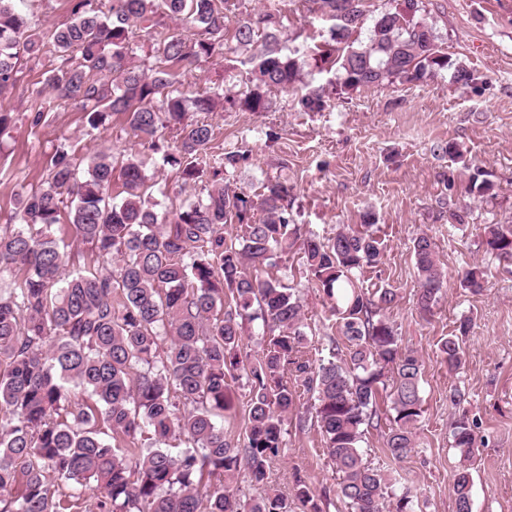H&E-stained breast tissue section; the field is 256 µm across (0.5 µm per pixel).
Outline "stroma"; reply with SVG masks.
<instances>
[{
	"mask_svg": "<svg viewBox=\"0 0 512 512\" xmlns=\"http://www.w3.org/2000/svg\"><path fill=\"white\" fill-rule=\"evenodd\" d=\"M424 3L426 21L452 61L473 70L475 85L456 84L450 72L442 71L417 83L341 94L329 74L309 63L303 81L324 87L323 110L300 111L286 92L274 94L268 112L216 109L206 116L214 127L212 147L195 162L206 172L218 154L247 149L249 159L231 180L232 189L254 194L267 178H279L293 190L299 223L323 238L334 236L340 225L360 223L365 211L375 213L386 252L380 268L365 272V285L400 289L399 301L386 315L404 345L424 362V414L406 458L388 455L379 429L365 438L366 457L411 487L416 512H455L451 490L464 462L473 474L472 512H512V266L480 246L485 225L512 224V0ZM263 7L287 15L289 51L306 54L329 37V21L307 12L301 0H240L235 16L241 19ZM257 51L252 45L213 59L185 77L186 90L192 94L220 85L226 95H235L245 89L249 60ZM54 62L53 47L45 46L19 87L0 98V113L11 116L9 129L0 134V225L9 223L19 194L45 179L60 147L74 151L81 171L101 148L119 156H145L151 197L167 208L183 196L205 194L208 181L182 187L177 169L164 165L160 155L145 153L124 116L111 115L104 127L93 129L77 107L61 104L42 125L32 126V91ZM440 141L456 143L465 161L489 171L495 183L493 195L459 196V205L468 210L461 225L452 224L442 202L449 182L461 186L466 177L460 164L435 153ZM423 234L433 239L447 275L445 293L429 317L420 315L414 300L413 241ZM476 262L490 274L484 290L474 295L460 288L457 274ZM277 275L301 295L312 357H328L337 330L326 318L323 295L314 288L300 251L279 259ZM466 316L473 321L466 363L452 375L441 362L438 342ZM452 388L462 393L459 404L448 400ZM462 414L478 423L477 450L470 459L453 447L450 435L452 422ZM285 440L267 487L292 495L298 474L314 489L321 512H350L317 429L289 427ZM239 487L246 498L267 488L245 480Z\"/></svg>",
	"mask_w": 512,
	"mask_h": 512,
	"instance_id": "stroma-1",
	"label": "stroma"
}]
</instances>
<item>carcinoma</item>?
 <instances>
[{"instance_id": "1", "label": "carcinoma", "mask_w": 512, "mask_h": 512, "mask_svg": "<svg viewBox=\"0 0 512 512\" xmlns=\"http://www.w3.org/2000/svg\"><path fill=\"white\" fill-rule=\"evenodd\" d=\"M305 2L333 21L330 40L310 49V59L319 71H334L343 93L416 83L450 67L456 83L474 80L439 44L422 17L423 0L378 13L365 41L368 0ZM69 4L71 21L43 30L18 0H0V96L49 43L57 63L35 97L49 90L85 112L93 129L122 114L153 153L164 147L163 131L176 130L163 161L185 184L202 177L193 158L214 140L213 126L189 112H212L224 101L266 112L274 91L295 93L305 111L324 108V88L299 86L306 60L282 45L279 10L233 23V0H109L106 11L102 0ZM145 22L153 49L144 69L132 62V40ZM258 37L263 49L250 58L253 79L244 91L228 99L219 87L186 96L187 73ZM247 158L242 150L219 155L207 194L162 213L147 193L142 159L119 160L107 149L89 158L81 178L74 155L56 150L45 182L18 195L17 226L0 228V273L18 274L0 289V512H294L298 504L320 512L301 479L292 499L272 488L248 500L236 492L245 477L267 479L290 413L301 430L314 420L352 512H414L409 493L397 492L361 446L386 420L387 453L407 457L424 413V365L385 316L399 289L370 292L361 282L384 257L375 215L364 213L331 238L304 233L283 182L268 179L252 195L229 191ZM117 177L119 199L111 194ZM493 188L487 172L471 168L466 193L484 197ZM64 212L91 254L69 273L70 253L56 238ZM227 224L240 232L224 234ZM482 244L512 262V224L485 225ZM296 248L343 341L327 359L310 357L300 298L268 272L273 258ZM413 253L416 305L430 314L444 275L428 235L414 240ZM487 277L479 265L459 274L473 294ZM255 322L264 342L257 354L245 345ZM471 324L460 320L438 343L450 374L464 364ZM232 382L248 392L235 443L222 422ZM474 428L466 418L453 427V446L466 459ZM177 437L186 449L174 455ZM471 487L464 466L452 486L456 512H468Z\"/></svg>"}]
</instances>
